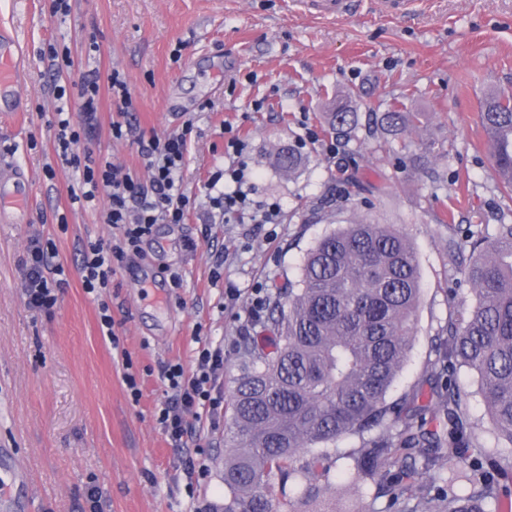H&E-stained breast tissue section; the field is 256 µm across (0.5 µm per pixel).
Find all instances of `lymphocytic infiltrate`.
Masks as SVG:
<instances>
[{"label": "lymphocytic infiltrate", "instance_id": "f902f5d3", "mask_svg": "<svg viewBox=\"0 0 512 512\" xmlns=\"http://www.w3.org/2000/svg\"><path fill=\"white\" fill-rule=\"evenodd\" d=\"M192 122L165 139L139 141L141 155L149 161V179L141 181L101 155L78 153L79 132L69 118L56 116L54 122L55 156L58 163L74 169L78 178L69 189L72 202L88 204L99 192H106L109 206L104 223L112 227L110 239L88 242L81 270L87 292L108 287L115 266L129 254L138 252L141 243L151 235L154 225L183 223L193 200L186 191L184 155ZM246 143L238 134H230L224 152L230 162L224 169V184L211 199L224 222L250 214L258 224H276L281 208L276 203H263L253 198L250 174L240 158ZM54 244L34 243L25 260L24 295L27 305L35 310L53 313L58 303L61 278L65 270L56 263ZM224 374V350L204 346L194 364H167L162 377L171 392L157 414L168 442L176 448L186 447L202 419L217 422L223 406L221 378Z\"/></svg>", "mask_w": 512, "mask_h": 512}]
</instances>
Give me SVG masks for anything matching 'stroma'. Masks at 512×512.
Segmentation results:
<instances>
[{
	"label": "stroma",
	"mask_w": 512,
	"mask_h": 512,
	"mask_svg": "<svg viewBox=\"0 0 512 512\" xmlns=\"http://www.w3.org/2000/svg\"><path fill=\"white\" fill-rule=\"evenodd\" d=\"M52 16L51 0H0V28L20 45L16 77L22 109L0 120V162L19 165L29 199L20 222H0V448L30 489L27 512H218L224 486V410L218 427H197L206 470L187 483L156 420L167 399L162 368L191 365L202 345L224 348L222 389L245 374L244 343L265 335L271 314L252 318L257 289L276 295L296 279L306 251L323 235L366 217L395 224L412 241L421 302L413 347L387 393L411 391L439 354L451 306L471 303L460 261L448 254L461 226L493 233L512 223V191L498 180L479 122L482 99L512 89V0H418L383 18L360 6L324 18L291 0H70ZM72 65L55 72L50 50ZM98 72L99 123L80 149L140 177L147 160L136 143L112 136L119 117L108 88L119 73L131 94L126 122L165 136L192 120L184 163L195 200L181 224H158L139 254L117 266L109 288L87 293L84 245L108 238L106 193L93 205L71 203L75 172L57 165L58 86L81 125L73 82ZM358 103V124L337 141L325 107L339 94ZM262 110H255L256 101ZM394 102L421 115L409 132L382 133L377 117ZM245 139L257 199L280 203L278 224L221 221L210 206V177L224 166L225 126ZM314 130L317 142L304 141ZM442 143L431 154L429 142ZM298 148L302 166L274 158ZM52 240L65 282L53 315L28 308L24 260L33 240ZM181 287H172L171 273ZM456 298H449V289ZM107 302L118 344L102 336ZM137 375L132 399L126 370ZM472 429L481 446L501 450L475 375L459 369ZM99 494L91 503L90 491ZM375 483L335 489L330 512H384Z\"/></svg>",
	"instance_id": "stroma-1"
}]
</instances>
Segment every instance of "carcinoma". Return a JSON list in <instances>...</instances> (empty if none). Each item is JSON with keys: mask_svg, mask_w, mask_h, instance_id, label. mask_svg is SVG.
<instances>
[{"mask_svg": "<svg viewBox=\"0 0 512 512\" xmlns=\"http://www.w3.org/2000/svg\"><path fill=\"white\" fill-rule=\"evenodd\" d=\"M332 128L357 124L351 98L330 105ZM420 113L394 105L378 117L399 134ZM480 124L492 166L512 191V90L491 93ZM280 169L300 163L290 149ZM471 253L463 269L471 304L448 315L440 363L396 403L385 397L405 361L420 304L419 265L400 227L357 219L309 248L299 279L279 289L271 336L246 344L247 373L233 392L224 431V512H277L290 481L316 503L337 486L381 478L397 512H512V457L486 452L474 439L455 372L477 376L499 441L512 447V224L495 233L466 228L448 252ZM429 386L428 403L420 402ZM355 436L358 448L336 440ZM351 465L331 476L336 459Z\"/></svg>", "mask_w": 512, "mask_h": 512, "instance_id": "carcinoma-1", "label": "carcinoma"}]
</instances>
